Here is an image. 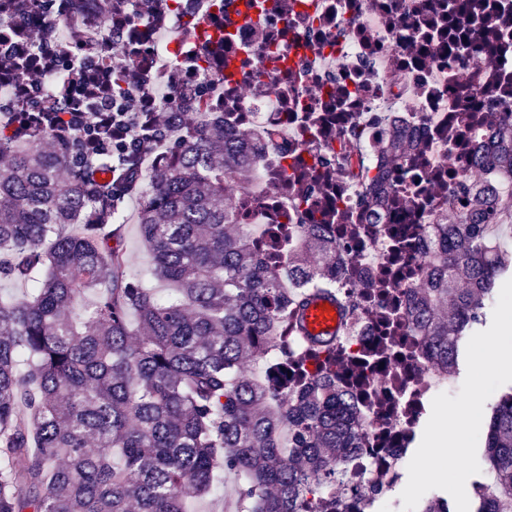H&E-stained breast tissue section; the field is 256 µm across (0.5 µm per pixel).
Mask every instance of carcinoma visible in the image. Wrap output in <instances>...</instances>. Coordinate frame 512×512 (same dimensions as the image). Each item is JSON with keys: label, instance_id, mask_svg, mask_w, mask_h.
Segmentation results:
<instances>
[{"label": "carcinoma", "instance_id": "carcinoma-1", "mask_svg": "<svg viewBox=\"0 0 512 512\" xmlns=\"http://www.w3.org/2000/svg\"><path fill=\"white\" fill-rule=\"evenodd\" d=\"M224 116L172 141L174 163L127 175L163 300L127 271L112 184L84 148H28L0 136V512H185L237 476L238 512H336V460L357 447L336 340L295 332L309 300L341 301L327 224H299L301 251L263 250L232 224L233 184L254 171ZM478 164L512 177V130ZM492 187L465 217L436 224L413 300L433 358L455 367L496 303L512 249L490 238ZM328 351L294 384L288 361ZM480 445L476 512H512V390Z\"/></svg>", "mask_w": 512, "mask_h": 512}]
</instances>
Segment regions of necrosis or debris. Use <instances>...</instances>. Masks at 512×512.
Instances as JSON below:
<instances>
[{
  "instance_id": "necrosis-or-debris-1",
  "label": "necrosis or debris",
  "mask_w": 512,
  "mask_h": 512,
  "mask_svg": "<svg viewBox=\"0 0 512 512\" xmlns=\"http://www.w3.org/2000/svg\"><path fill=\"white\" fill-rule=\"evenodd\" d=\"M12 2L0 11V131L17 143L71 145L79 127L115 112L162 106L201 122L220 112L227 128L253 132L256 178L239 185L249 205L236 213L249 239L326 212L352 217L354 239L336 241V275L357 296L386 285L396 338L410 348L400 358L384 342V304L343 305L336 342L372 364L354 385L338 375L357 398L359 448L341 463L348 491L336 507L381 512L427 406L451 384L404 313L422 284L426 241L449 212L469 213L483 185L512 195V180L473 162L512 126V0H154L142 16L137 0ZM228 67L237 72L229 85ZM258 68L265 76L252 80ZM89 75L107 86L121 76L120 95L93 93ZM163 81L162 100L154 85ZM48 110L62 113L59 127L36 122ZM398 133L413 145L399 163L389 150ZM284 169L283 190L272 176ZM408 228L416 247L396 253L395 235Z\"/></svg>"
}]
</instances>
